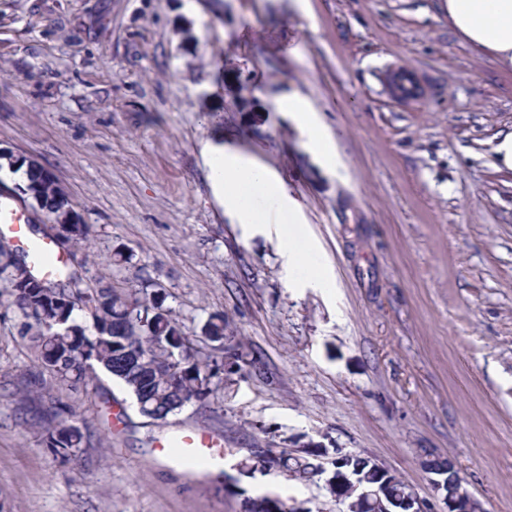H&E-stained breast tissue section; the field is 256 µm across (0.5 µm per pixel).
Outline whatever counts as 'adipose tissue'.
Segmentation results:
<instances>
[{
    "label": "adipose tissue",
    "instance_id": "1",
    "mask_svg": "<svg viewBox=\"0 0 512 512\" xmlns=\"http://www.w3.org/2000/svg\"><path fill=\"white\" fill-rule=\"evenodd\" d=\"M444 4L457 33L501 67L512 69V0H444ZM283 103L286 112L305 130L310 149L326 165H335L334 151L305 103L295 96L284 98ZM210 167L212 183L223 194L225 207L243 220L254 221V198L271 200V207L262 216L264 222L274 227L287 256L299 261L302 232L286 224L291 207L282 182L268 168L237 153L214 152Z\"/></svg>",
    "mask_w": 512,
    "mask_h": 512
}]
</instances>
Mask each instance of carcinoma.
<instances>
[{
	"label": "carcinoma",
	"instance_id": "1",
	"mask_svg": "<svg viewBox=\"0 0 512 512\" xmlns=\"http://www.w3.org/2000/svg\"><path fill=\"white\" fill-rule=\"evenodd\" d=\"M27 166L31 198L40 214L63 231L69 242L88 239L91 228L81 223L63 187L42 167L11 154L0 156V168ZM0 282L22 318V333L36 342L40 367L72 387L102 371L118 380L140 404L141 415L164 420L192 402L203 403L224 382V362L203 358L184 336L179 321L157 293L119 291L97 280L85 281L70 272L44 279L26 253L0 248ZM84 310L92 318L87 331L75 317ZM221 315L210 317L202 335L218 344L240 369L241 356L227 334ZM167 363L164 372L143 369L137 360ZM46 422L43 443L54 456L69 461L90 445V434L71 423V412L53 403L36 407ZM317 448L292 455L268 448L251 460L255 467L278 466L300 482H321L324 467Z\"/></svg>",
	"mask_w": 512,
	"mask_h": 512
}]
</instances>
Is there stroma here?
Listing matches in <instances>:
<instances>
[{
    "mask_svg": "<svg viewBox=\"0 0 512 512\" xmlns=\"http://www.w3.org/2000/svg\"><path fill=\"white\" fill-rule=\"evenodd\" d=\"M403 70L419 85L407 100L389 85ZM288 94L335 168L281 107ZM509 134L512 70L462 39L442 0H0V145L52 173L91 225L70 266L161 290L204 356L219 351L201 327L224 315L242 366L163 422L106 373L78 390L49 381L94 433L64 462L19 417L15 383L37 352L0 305V512H240L263 495L342 512L317 484L235 468L308 444L372 457L428 502L422 461L440 457L482 512H512ZM208 145L283 180L326 283L225 209ZM184 426L221 437L219 467L166 457ZM281 103L285 105V111L288 112L292 119L307 133L310 149L317 154L326 165H335L336 155L329 146L323 132L315 122L312 115L313 113L307 110L305 103L296 96L283 98L281 99Z\"/></svg>",
    "mask_w": 512,
    "mask_h": 512,
    "instance_id": "obj_1",
    "label": "stroma"
}]
</instances>
